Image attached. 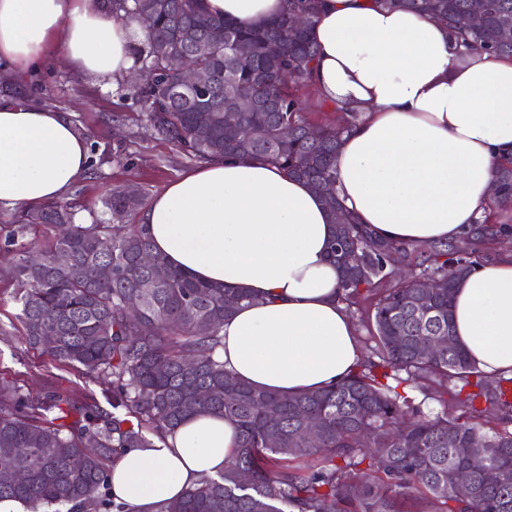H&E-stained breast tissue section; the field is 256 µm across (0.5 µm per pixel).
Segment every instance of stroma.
Here are the masks:
<instances>
[{
    "mask_svg": "<svg viewBox=\"0 0 512 512\" xmlns=\"http://www.w3.org/2000/svg\"><path fill=\"white\" fill-rule=\"evenodd\" d=\"M26 100L64 112L77 127L87 131L99 147L125 143L132 157L130 166L108 163L96 174H84L75 184L80 192V219L90 222L102 214L103 201L112 190L128 186L148 202L170 182L195 169L196 161L181 154L145 125L138 105L126 91L125 79L100 81L57 57L45 61L36 72L0 81V96ZM11 256L0 248V379L21 386L37 397L54 389L84 399L86 392L101 394L107 378L92 387L72 368L52 361L41 350L29 347L22 336L20 307L13 292Z\"/></svg>",
    "mask_w": 512,
    "mask_h": 512,
    "instance_id": "35a3bbf8",
    "label": "stroma"
}]
</instances>
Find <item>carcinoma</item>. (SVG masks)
I'll return each mask as SVG.
<instances>
[{
    "mask_svg": "<svg viewBox=\"0 0 512 512\" xmlns=\"http://www.w3.org/2000/svg\"><path fill=\"white\" fill-rule=\"evenodd\" d=\"M436 17L468 49L512 58V41L501 39V25L512 21V0H487L474 17L471 0H379ZM114 13L136 20L146 38L132 43L142 80L128 86L147 124L184 155L200 162L216 158L257 159L277 165L306 180L321 195L336 224L330 254L341 272L344 300L352 305L363 293L379 291L373 303L372 336L378 360H368L347 380L320 392L284 396L253 388L224 371L214 359L222 344L224 318L253 301L245 289L229 291L203 283L169 267L153 254L165 275L144 293L142 280L152 270L141 256L152 254L145 229L124 231L122 220L138 203L119 190L105 201L111 218L78 224L75 201L49 202L15 215L0 227L5 247L13 253L15 300L26 343L41 347L52 360L97 381L112 377L103 391L106 404L94 395L76 401L50 390L34 399L12 381L0 379V500L20 502L30 512H89L109 506L111 489L105 462L122 448H148L150 438L175 429L200 412L221 414L237 429V444L224 472L202 479L159 512H512V431L493 426L497 411L512 407L509 388L489 389L486 375L469 361L452 330L451 298L458 282L477 259L467 246L434 247L419 272L397 277L387 270L389 253L403 249L369 236L356 223L336 192V153L360 113L321 97L327 107L344 113L340 124L314 125L303 115L299 89L312 87L318 47L307 28L294 29L289 20L308 18L318 0H294L289 12L253 27L213 16L204 0H103ZM253 44L247 58L236 46ZM191 63L207 71L208 111L178 89L180 67ZM238 95L253 97L257 112H232ZM254 125L251 139H230V123ZM317 130L312 137L309 131ZM98 168L127 158L119 144L112 150L93 149ZM496 197L476 223L474 236L490 241L506 230L500 211L512 204V158L494 170ZM59 228L55 240L41 249L44 262L28 264L34 239H18L40 225ZM64 252L70 264H55ZM112 276L96 274L101 265ZM453 270H448V267ZM422 280L438 283L432 298L448 333L438 356L423 357L420 344L427 329L410 319L408 309ZM57 340L48 346L44 330ZM195 360L187 369L183 361ZM235 395L224 398V381ZM461 382L467 393L465 416L420 414L400 385H415L424 395ZM482 398L486 406L475 401ZM319 416L322 438L307 441L306 416ZM136 418L137 424L130 423ZM454 432L448 442V432ZM278 435V443L267 441ZM491 457L499 468L493 483L474 479L471 497L456 495L451 470L468 466L471 456ZM81 458L75 470L71 458ZM299 457H317L308 469L292 465ZM27 480L18 483L14 471ZM248 471L252 485L237 486Z\"/></svg>",
    "mask_w": 512,
    "mask_h": 512,
    "instance_id": "1",
    "label": "carcinoma"
}]
</instances>
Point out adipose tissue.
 I'll return each mask as SVG.
<instances>
[{
    "instance_id": "1",
    "label": "adipose tissue",
    "mask_w": 512,
    "mask_h": 512,
    "mask_svg": "<svg viewBox=\"0 0 512 512\" xmlns=\"http://www.w3.org/2000/svg\"><path fill=\"white\" fill-rule=\"evenodd\" d=\"M309 34L315 82L361 120L336 156V189L378 238L411 244L464 237L490 198L495 162L512 156V60L459 54L441 22L377 0H321ZM288 0H205L210 14L259 25ZM136 22L97 0H0V63L22 74L48 52L99 79L125 77ZM89 143L61 112L0 102V209L64 199ZM154 252L202 282L247 289L215 352L238 380L279 394L325 389L364 361L324 203L305 182L253 160H215L169 183L141 211ZM457 343L489 375H512V250L478 264L452 298ZM235 426L202 412L110 471L128 512H158L223 472Z\"/></svg>"
}]
</instances>
